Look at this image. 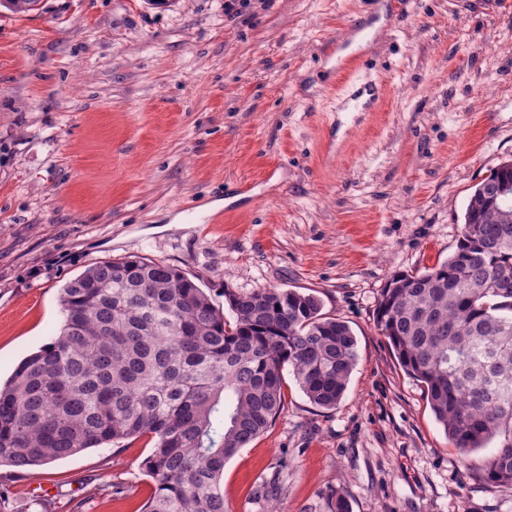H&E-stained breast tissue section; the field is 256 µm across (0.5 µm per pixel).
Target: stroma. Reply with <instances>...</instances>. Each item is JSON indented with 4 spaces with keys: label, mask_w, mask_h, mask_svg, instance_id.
Masks as SVG:
<instances>
[{
    "label": "stroma",
    "mask_w": 512,
    "mask_h": 512,
    "mask_svg": "<svg viewBox=\"0 0 512 512\" xmlns=\"http://www.w3.org/2000/svg\"><path fill=\"white\" fill-rule=\"evenodd\" d=\"M42 0L0 8V383L58 335L63 286L129 256L225 290L293 289L346 321L335 408L292 373L268 429L224 466L229 512H512L448 443L376 326L396 274L452 254L475 186L512 160V0ZM375 25V111L338 112L323 48ZM221 200L222 223L199 216ZM132 437L22 471L0 512H141Z\"/></svg>",
    "instance_id": "obj_1"
}]
</instances>
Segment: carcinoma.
<instances>
[{
	"instance_id": "obj_1",
	"label": "carcinoma",
	"mask_w": 512,
	"mask_h": 512,
	"mask_svg": "<svg viewBox=\"0 0 512 512\" xmlns=\"http://www.w3.org/2000/svg\"><path fill=\"white\" fill-rule=\"evenodd\" d=\"M512 160L470 196L448 259L383 288L378 330L420 381L448 441L512 487ZM228 321L179 269L130 257L96 263L61 290L64 324L0 386V466L28 468L151 436L143 512H227L224 464L283 407L287 368L308 401L334 408L357 359L347 322L296 290H224Z\"/></svg>"
}]
</instances>
